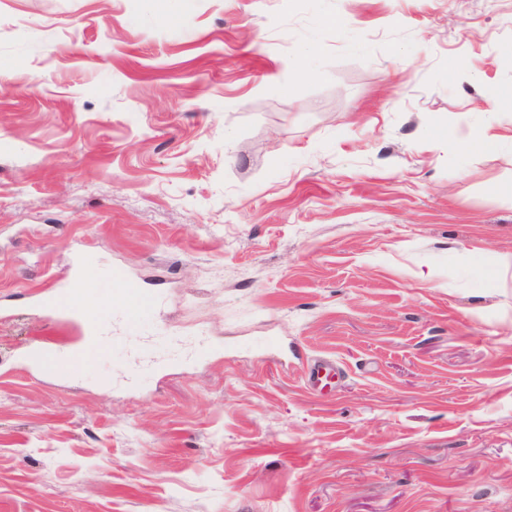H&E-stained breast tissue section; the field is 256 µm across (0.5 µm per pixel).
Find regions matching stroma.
Wrapping results in <instances>:
<instances>
[{
	"instance_id": "obj_1",
	"label": "stroma",
	"mask_w": 512,
	"mask_h": 512,
	"mask_svg": "<svg viewBox=\"0 0 512 512\" xmlns=\"http://www.w3.org/2000/svg\"><path fill=\"white\" fill-rule=\"evenodd\" d=\"M510 89L512 0H0V512H512ZM83 253L181 366L19 362Z\"/></svg>"
}]
</instances>
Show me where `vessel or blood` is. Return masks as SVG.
Masks as SVG:
<instances>
[{
	"label": "vessel or blood",
	"instance_id": "b4317fda",
	"mask_svg": "<svg viewBox=\"0 0 512 512\" xmlns=\"http://www.w3.org/2000/svg\"><path fill=\"white\" fill-rule=\"evenodd\" d=\"M101 278L109 282V290L95 289V282ZM42 304L51 317L82 322L93 330L97 329L112 308L118 306L122 309V326L134 329L145 319L154 316L159 297L131 282L122 268L99 271L94 257L85 253L77 260L75 274L59 287L51 289Z\"/></svg>",
	"mask_w": 512,
	"mask_h": 512
}]
</instances>
